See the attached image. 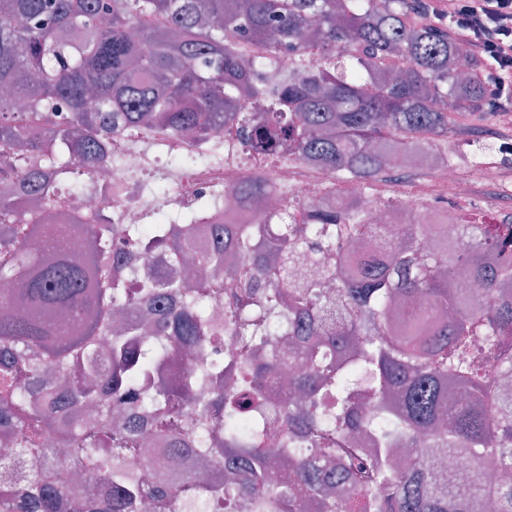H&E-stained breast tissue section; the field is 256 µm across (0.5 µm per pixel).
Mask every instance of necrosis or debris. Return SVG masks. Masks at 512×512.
I'll return each instance as SVG.
<instances>
[{"instance_id":"4bbe7bcc","label":"necrosis or debris","mask_w":512,"mask_h":512,"mask_svg":"<svg viewBox=\"0 0 512 512\" xmlns=\"http://www.w3.org/2000/svg\"><path fill=\"white\" fill-rule=\"evenodd\" d=\"M217 136L216 159L196 166L184 177L171 157L195 151L194 139L159 137L139 126L120 127L112 136L110 167L85 176L81 193L60 192L54 203L32 212L31 218L39 224H62L72 215L79 223L96 224L108 216L116 224H143L158 207L191 210L204 197L209 205L199 218L203 227L254 224L263 212L273 224L308 225L319 205L338 211L359 209L372 230L361 236L356 250L381 257L394 250L390 229L404 224L462 223L455 200L486 179L485 163L462 168L447 163L441 154L420 149L409 153L402 167L428 174L427 184L395 196L383 188L374 194L358 183L336 181L323 165L245 145L237 123L225 124ZM161 186L174 189V198L159 197ZM427 442V436H419L409 455L437 480L461 487L473 475L486 478L494 471L493 465H477L473 457L431 448ZM179 454L170 445L162 451L131 454L124 464L132 474L152 480L174 458L179 469L190 468V460L180 459Z\"/></svg>"}]
</instances>
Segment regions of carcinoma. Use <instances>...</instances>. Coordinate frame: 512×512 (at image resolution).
Segmentation results:
<instances>
[{
    "label": "carcinoma",
    "instance_id": "1",
    "mask_svg": "<svg viewBox=\"0 0 512 512\" xmlns=\"http://www.w3.org/2000/svg\"><path fill=\"white\" fill-rule=\"evenodd\" d=\"M421 9L423 0H0V88L36 105L20 114L0 97V279L16 280L0 297V434L32 462L26 482L0 487V512H56L63 497L73 512H169L183 497L218 500L224 482L209 478L205 447L221 439L228 469L246 462L237 495L261 512L303 499L314 512H355L352 499L334 493L330 474L338 468L352 491L378 489L387 512H476L481 499L487 512H512L507 474L451 493L418 466L397 464L415 433L429 429L434 445L453 453L498 445L495 466L512 470V399L499 394L512 378V224L451 226L466 243L460 255L444 238L436 251L418 248L421 230L406 224L389 261L357 278L347 274L351 244L372 230L359 210H319L309 229L215 225L222 243L248 262L228 309L253 367L201 405L189 390L236 359L142 385L159 359L218 349L224 336L206 300L224 282L189 274L213 261L186 251L191 216L183 224H72L81 263L42 256L50 225L24 217L26 207L48 206L56 195L51 182L26 171V159L40 154L63 164L75 189L111 164L107 141L120 124L203 136L222 117L238 122L245 139L320 162L339 181L377 183L388 160L415 146L440 147L463 119L485 111L482 64L448 39L445 26L413 22ZM249 40L268 57L242 56L239 46ZM282 52L295 58L286 73L273 65ZM459 57L469 62L464 78L453 69ZM243 98L262 101L265 111H235ZM436 100L444 108H433ZM147 233L170 254L167 275L141 277L129 295L112 281V264H131ZM332 246L336 265L290 280L302 251ZM463 274L482 285L480 299L461 297ZM334 284L336 299L325 298L322 289ZM163 288L192 299L160 311ZM400 300L412 309L393 335ZM445 303L455 315L424 334ZM278 307L292 314L288 335L311 337L312 372L295 379L306 411L298 416L280 404L275 429L246 408L277 370L269 348L281 335L269 313ZM480 337L485 360L473 366L466 354ZM356 377L370 400H352ZM397 391L401 401L388 406ZM132 402L152 413L153 431L129 423ZM47 430L64 458L41 447ZM151 436L197 449L194 473L169 472L158 484L133 479L122 459ZM296 436L325 449L321 469L282 449ZM358 441L370 447H354ZM89 463L113 498L75 484L71 471ZM279 466L294 479L273 482Z\"/></svg>",
    "mask_w": 512,
    "mask_h": 512
}]
</instances>
